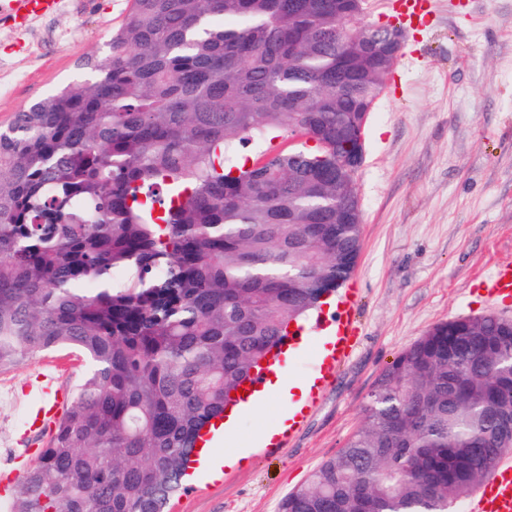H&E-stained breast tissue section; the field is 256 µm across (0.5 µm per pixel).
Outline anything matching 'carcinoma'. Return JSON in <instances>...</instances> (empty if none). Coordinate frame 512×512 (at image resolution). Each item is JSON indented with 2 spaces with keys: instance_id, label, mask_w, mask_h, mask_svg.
<instances>
[{
  "instance_id": "1",
  "label": "carcinoma",
  "mask_w": 512,
  "mask_h": 512,
  "mask_svg": "<svg viewBox=\"0 0 512 512\" xmlns=\"http://www.w3.org/2000/svg\"><path fill=\"white\" fill-rule=\"evenodd\" d=\"M357 20L348 0H130L106 57L0 127V371L86 360L10 512H164L231 393L349 280L336 132L364 153L391 73L363 49L387 31ZM508 448L512 321L451 319L279 512H451Z\"/></svg>"
}]
</instances>
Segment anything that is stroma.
Instances as JSON below:
<instances>
[{"instance_id":"obj_1","label":"stroma","mask_w":512,"mask_h":512,"mask_svg":"<svg viewBox=\"0 0 512 512\" xmlns=\"http://www.w3.org/2000/svg\"><path fill=\"white\" fill-rule=\"evenodd\" d=\"M376 100L356 175L361 250L358 342L282 448L265 430L284 404L237 414L218 454L221 477L191 474L166 512H278L289 492L342 448L380 371L437 323L496 313L512 298L491 278L512 265V0H425ZM128 0H60L23 28L0 25V125L108 52ZM81 356L41 353L0 372V477L32 466L49 439L33 420L55 394L72 398Z\"/></svg>"}]
</instances>
